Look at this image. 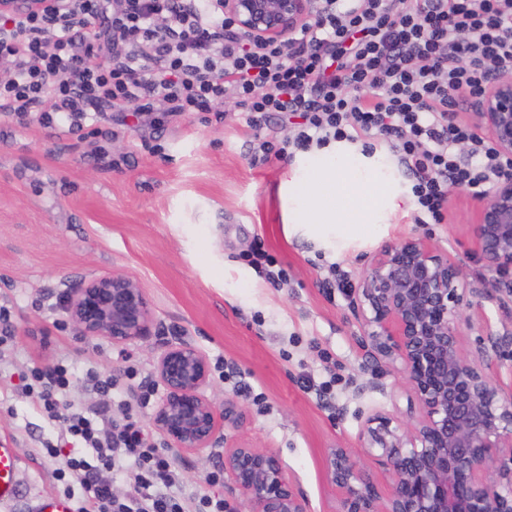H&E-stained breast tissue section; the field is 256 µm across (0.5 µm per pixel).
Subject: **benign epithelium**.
<instances>
[{
    "label": "benign epithelium",
    "mask_w": 512,
    "mask_h": 512,
    "mask_svg": "<svg viewBox=\"0 0 512 512\" xmlns=\"http://www.w3.org/2000/svg\"><path fill=\"white\" fill-rule=\"evenodd\" d=\"M314 0H224V13L256 42L282 41L312 14ZM470 121L512 159V73L497 75L473 98ZM474 252L488 276L471 286L446 250L408 237L382 246L353 288L349 309L368 356L402 375L412 424L369 417L358 447L326 450L334 512H512V389L491 375L493 358L512 341V315L494 324L483 301H512V174L475 197ZM474 300H469V297ZM66 323L83 337L126 344L152 335L156 320L144 289L121 275H95L61 295ZM478 330L475 356L461 324ZM205 355L176 336L161 349L154 382L162 395L151 423L176 448H212L224 423L240 420L204 394ZM232 489L249 512H309L278 459L245 443L222 452Z\"/></svg>",
    "instance_id": "obj_1"
}]
</instances>
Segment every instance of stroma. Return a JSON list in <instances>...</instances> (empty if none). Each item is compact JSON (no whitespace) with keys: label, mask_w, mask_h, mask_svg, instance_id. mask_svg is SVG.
Returning <instances> with one entry per match:
<instances>
[{"label":"stroma","mask_w":512,"mask_h":512,"mask_svg":"<svg viewBox=\"0 0 512 512\" xmlns=\"http://www.w3.org/2000/svg\"><path fill=\"white\" fill-rule=\"evenodd\" d=\"M255 134L236 107L220 120L210 112L161 113L151 125L107 112L69 132L43 125L35 112H0V306L14 336L0 348V445L19 457L22 485L21 497L0 512H31L32 498L63 495L77 482L59 478L65 458L92 456L79 444L63 446L57 458L45 454L61 431L21 390L30 369L66 361L73 379L62 401L88 407L99 397L87 370L112 374L125 351L152 376L164 341L182 331L209 361L206 396L243 411L239 426L224 428L228 443L273 453L310 512L331 507L327 448L356 447L376 413L412 420L403 379L369 362L348 293L328 266L338 264L353 284L383 244L426 237L482 287L483 268L472 258V194L451 190L441 224L415 223L414 204L405 202L385 232L338 256L288 232L282 183L303 153L254 163ZM258 244L287 269V283L270 284L248 264ZM103 274L144 288L159 335L120 345L66 325L63 289ZM327 380L332 390L319 395ZM241 383L251 395L238 392ZM170 455L184 496L225 495L247 512L242 495H229L228 476L210 483L217 466L209 452Z\"/></svg>","instance_id":"obj_1"}]
</instances>
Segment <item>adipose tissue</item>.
<instances>
[{
	"instance_id": "adipose-tissue-1",
	"label": "adipose tissue",
	"mask_w": 512,
	"mask_h": 512,
	"mask_svg": "<svg viewBox=\"0 0 512 512\" xmlns=\"http://www.w3.org/2000/svg\"><path fill=\"white\" fill-rule=\"evenodd\" d=\"M384 155L365 156L340 142L307 155L288 176V229L341 253L354 237L375 235L399 207L400 192L386 178Z\"/></svg>"
}]
</instances>
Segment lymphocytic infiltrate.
<instances>
[{
	"mask_svg": "<svg viewBox=\"0 0 512 512\" xmlns=\"http://www.w3.org/2000/svg\"><path fill=\"white\" fill-rule=\"evenodd\" d=\"M512 70V0H318L287 41L247 42L221 0H0V111L42 112L65 126L91 112H209L234 100L262 130L293 119L290 144L309 152L383 138L411 181L415 220L445 219L448 191L480 194L512 159L460 118V94ZM463 144L467 156L454 148ZM26 391L64 433L91 448L71 458L84 498L76 512H230L226 500L175 493L161 444L110 405L58 415L67 367L34 369ZM135 465L113 496L102 471Z\"/></svg>",
	"mask_w": 512,
	"mask_h": 512,
	"instance_id": "lymphocytic-infiltrate-1",
	"label": "lymphocytic infiltrate"
}]
</instances>
